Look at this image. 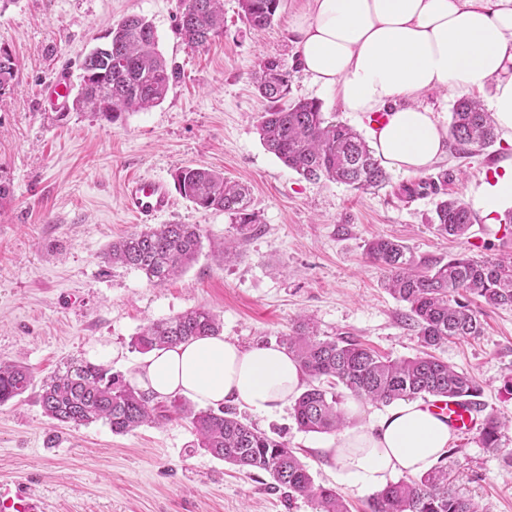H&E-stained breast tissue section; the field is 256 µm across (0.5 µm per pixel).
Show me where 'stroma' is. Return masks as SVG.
Segmentation results:
<instances>
[{"instance_id": "1", "label": "stroma", "mask_w": 512, "mask_h": 512, "mask_svg": "<svg viewBox=\"0 0 512 512\" xmlns=\"http://www.w3.org/2000/svg\"><path fill=\"white\" fill-rule=\"evenodd\" d=\"M303 0H284L270 28L257 32L224 0V33L203 50L176 34L179 0H0V47L18 70L0 101V360L25 364L43 381L95 345L118 350L111 366L130 377L141 355L131 339L147 322L204 307L224 337L244 347L279 343L295 319L312 316L321 333L348 336L391 358L420 347L405 307L385 287V272L365 254L378 235L397 238L427 264L466 255L512 253V224L477 215L458 240L440 236L433 189L407 198L402 188L448 174V194L473 202L483 184L512 164V143L496 138L467 155L447 150L429 170L390 172L388 184L359 193L309 181L263 146L257 131L266 104L251 74L259 59L291 69L290 99H317L361 135L367 118L343 111L334 90L314 85L296 65L289 29ZM154 26L160 51L180 80L162 103L110 124L66 107L43 111L45 83L63 71L81 85V62L124 17ZM196 165L223 172L251 190L262 230L225 262L235 230L227 214L174 195L167 224L198 225L202 250L182 275L154 286L132 269L105 263L113 241L141 229L123 204L126 181ZM482 336L453 339L436 354L472 375L486 412L504 421L497 449L478 434L455 435L445 460L457 491L483 512H512V308L475 303ZM244 422L279 430L297 449L315 484L336 492L349 512H370L373 491L340 483L325 447L335 433L298 429L292 409L274 417L242 411ZM189 420L113 434L102 422L57 426L35 391L0 405V480L29 483L49 512H316L287 501L259 470L242 471L194 445Z\"/></svg>"}]
</instances>
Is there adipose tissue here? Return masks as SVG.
Here are the masks:
<instances>
[{
    "label": "adipose tissue",
    "instance_id": "1",
    "mask_svg": "<svg viewBox=\"0 0 512 512\" xmlns=\"http://www.w3.org/2000/svg\"><path fill=\"white\" fill-rule=\"evenodd\" d=\"M292 34L303 72L334 89L343 111L387 113L370 132L371 148L397 172L428 170L448 145L433 112L413 102L423 93L491 85L492 119L512 142V0H305ZM133 378L163 400L261 416L282 411L304 387L285 347L244 348L221 336L152 351ZM452 438L447 420L416 399L370 415L327 453L341 482L373 489L436 468Z\"/></svg>",
    "mask_w": 512,
    "mask_h": 512
}]
</instances>
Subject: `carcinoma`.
Returning <instances> with one entry per match:
<instances>
[{
  "label": "carcinoma",
  "instance_id": "obj_1",
  "mask_svg": "<svg viewBox=\"0 0 512 512\" xmlns=\"http://www.w3.org/2000/svg\"><path fill=\"white\" fill-rule=\"evenodd\" d=\"M241 17L254 30L269 27L281 0H239ZM176 31L195 49L206 48L224 34L223 0H180ZM109 41L86 55L80 91L73 101L79 111H90L114 123L126 112L161 103L181 77L158 50L153 25L129 15L108 34ZM15 61L0 48V98L13 87ZM291 72L280 60L258 64L254 84L267 104L258 127L264 147L285 166L307 180L326 178L366 192L384 186L389 176L366 140L352 128L326 116L315 99L288 100ZM449 135L454 150L494 142L496 128L489 113L473 98L457 100L451 112ZM176 189L204 209L228 214L236 238L224 243V261L237 257L236 244L260 231L251 210L248 188L205 167H182L174 175ZM474 223L469 206L460 198L436 203L434 224L447 237L467 235ZM196 224L146 226L110 246L114 264L140 272L153 285H162L186 271L201 250ZM366 256L386 273V288L407 305V325L422 351L409 358L390 359L361 342L320 332L309 316L295 321L282 336V345L300 363L310 383L295 400L293 417L306 432L329 433L346 423L338 408L341 387L352 396L390 404L413 398L480 395L476 381L430 353L450 339L481 335L482 323L462 294L482 299L489 307H512V253L496 260L465 256L428 266L418 262L407 245L396 238L368 241ZM220 321L205 308L152 320L132 339L141 353L172 347L206 336L220 335ZM34 383L29 368L0 361V404L23 396ZM39 402L46 417L60 425H89L102 421L112 433H129L143 425H161L174 418L191 421L197 447L241 469L263 470L288 499L314 502L319 512H346L336 491L314 483L297 452L281 437L242 421L236 408L194 409L180 398L160 400L128 383L104 364L77 361L65 364L42 382ZM503 423L488 414L480 429L486 448L499 446ZM371 512H481L478 504L454 489L448 468L440 466L415 478L388 485L371 503Z\"/></svg>",
  "mask_w": 512,
  "mask_h": 512
}]
</instances>
